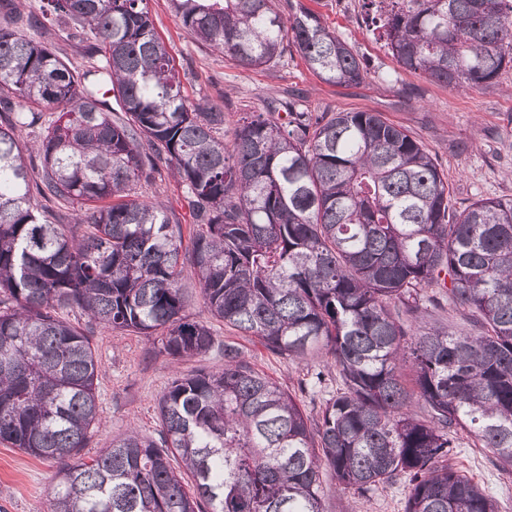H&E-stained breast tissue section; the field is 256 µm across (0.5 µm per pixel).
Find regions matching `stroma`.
I'll return each mask as SVG.
<instances>
[{
  "instance_id": "stroma-1",
  "label": "stroma",
  "mask_w": 512,
  "mask_h": 512,
  "mask_svg": "<svg viewBox=\"0 0 512 512\" xmlns=\"http://www.w3.org/2000/svg\"><path fill=\"white\" fill-rule=\"evenodd\" d=\"M320 14L326 26L342 37L367 63L369 74L360 86L345 88L323 83L310 72L294 48H286L272 66L246 70L230 58L196 41L181 26L170 0H147L155 28L175 58L189 98L205 97L224 109L226 130H234L246 113L270 112L293 100L313 113L378 112L407 130L436 155L448 178L453 203L468 205L481 198L512 200V68L499 77L496 88L470 93L454 91L424 75L401 68L383 40L365 22L363 0H303ZM187 312L211 325L217 345L203 356L173 361L161 353L155 338L99 325L87 326L78 314L66 318L90 327L99 363L98 411L101 422L82 456L107 447L129 428L157 435V401L178 374L215 371L224 365L222 343H236L253 368L295 393L308 414L335 395L340 381L333 361L321 354L300 362L266 349L257 338L211 319L192 276L182 281ZM324 372L319 396L304 389L315 372ZM448 457L496 500L498 512H512V469L502 470L492 453L473 445L464 432ZM58 469L16 448L0 445V512H47L48 493ZM323 512H404L405 480L361 495L336 487L323 471Z\"/></svg>"
}]
</instances>
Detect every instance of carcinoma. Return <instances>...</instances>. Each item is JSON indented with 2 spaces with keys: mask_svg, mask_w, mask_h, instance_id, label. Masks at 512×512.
<instances>
[{
  "mask_svg": "<svg viewBox=\"0 0 512 512\" xmlns=\"http://www.w3.org/2000/svg\"><path fill=\"white\" fill-rule=\"evenodd\" d=\"M171 5L244 69L287 42L328 85L368 76L301 3L286 18L276 0ZM363 5L407 71L475 91L512 66V0ZM27 7L0 0V443L61 463L49 512H322L324 468L359 494L407 479L405 512H497L448 456L464 431L512 466V200L456 208L431 153L379 112L290 102L226 143L224 110L184 94L146 0ZM51 16L100 65L77 72L38 40ZM163 167L197 226L186 252L181 222L139 193ZM108 199L75 211L87 234L49 219L60 200ZM187 270L211 318L290 359L325 354L341 387L311 417L226 344L223 368L180 374L159 397L158 437L131 429L83 461L98 360L58 312L158 336L174 360L205 355L215 337L185 313ZM426 288L479 331L423 325L420 302H438Z\"/></svg>",
  "mask_w": 512,
  "mask_h": 512,
  "instance_id": "carcinoma-1",
  "label": "carcinoma"
}]
</instances>
